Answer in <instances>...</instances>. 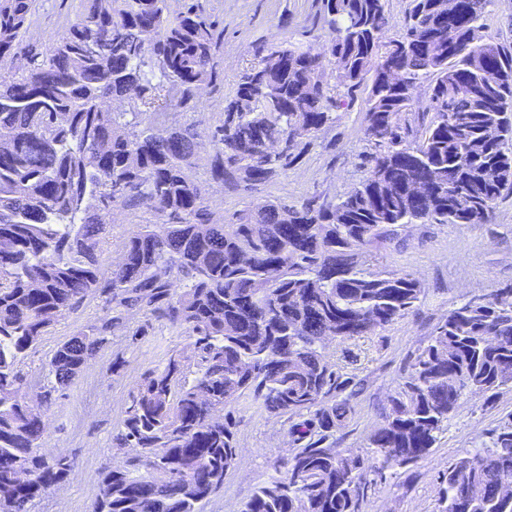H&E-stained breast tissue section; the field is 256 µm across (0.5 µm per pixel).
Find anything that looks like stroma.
<instances>
[{"label": "stroma", "instance_id": "stroma-1", "mask_svg": "<svg viewBox=\"0 0 512 512\" xmlns=\"http://www.w3.org/2000/svg\"><path fill=\"white\" fill-rule=\"evenodd\" d=\"M203 3L224 26V47L214 84L201 91V107L186 115L197 132L192 174L200 180H206L213 152L212 119L233 95L240 75L259 51L286 40L319 49L330 36L318 0ZM81 5L82 0H40L22 46L13 63L0 68V78L13 76L23 67L28 46H44L61 36ZM364 100V91H357L349 106L339 109L336 124L324 128L294 165L257 192L232 195L209 183L207 202L215 222H224L234 211L267 197L291 203L318 195L334 197L359 183L367 173L361 159L368 149L361 138ZM151 216L147 203L134 211L117 207L106 216L108 243L99 256L101 276L111 274L122 260L124 239ZM369 262L375 268L409 270L422 282L425 298L418 309L367 338L335 341L325 349L330 361L363 381L354 414L336 430L339 446L361 457L366 456L369 438L382 423L405 360L425 343L432 327L469 296L512 285V195L498 202L488 224L408 225L394 241L374 244ZM95 313L96 303L91 300L78 312L58 316L51 332L29 351L27 365L45 367L56 345ZM126 334L125 328H116L112 345L90 357L46 411L45 453L70 455L75 468L65 483L36 505L35 512H91L102 471L125 459L112 448V429L124 410L128 391L145 369L186 342L185 337L162 331L150 342L133 345L127 343ZM117 348L123 350L127 365L115 375L109 364ZM233 417L240 446L237 464L225 475L223 489L206 512H239L254 488L271 475L272 460L292 451L287 423L251 401H241ZM508 422H512V388L504 389L490 403L481 396L467 397L449 417L429 455L409 471L388 476L385 483L368 490L362 512H439V472L456 457L490 446L494 429Z\"/></svg>", "mask_w": 512, "mask_h": 512}]
</instances>
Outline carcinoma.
I'll list each match as a JSON object with an SVG mask.
<instances>
[{"instance_id":"obj_1","label":"carcinoma","mask_w":512,"mask_h":512,"mask_svg":"<svg viewBox=\"0 0 512 512\" xmlns=\"http://www.w3.org/2000/svg\"><path fill=\"white\" fill-rule=\"evenodd\" d=\"M39 0H0V66L11 60ZM332 36L313 54L285 41L240 77L212 127L209 180L234 194L298 161L334 110L364 87L368 176L330 200L266 198L212 222L206 185L191 174L197 143L184 120L217 73L224 31L202 0H83L67 32L30 53L0 83V512H33L43 482L64 483L75 462L40 453L38 419L88 358L128 329L131 344L165 327L189 343L146 369L128 392L112 447L138 448L100 478L93 512H204L235 467L230 413L245 394L288 423L295 451L240 512H361L385 471L431 451L460 399L490 401L512 387V287L448 312L409 357L366 457L338 448L352 414L354 377L330 362L322 337L345 341L403 318L425 288L405 269H372L366 255L408 224H489L512 193V50L482 34L492 0L467 13L458 0H410L399 81L378 72L394 43L387 0H319ZM457 51L448 55V40ZM286 55L291 65H273ZM430 81L428 100L416 98ZM135 97L127 112L102 108ZM281 142L284 155L265 151ZM416 154L418 166L393 158ZM430 172L444 191L419 210L407 187ZM151 202L153 218L123 243L109 277L98 253L119 205ZM100 315L57 345L46 381L25 369L28 351L62 311L87 299ZM141 317L135 321V317ZM33 478L18 487L8 464ZM512 476V425L492 446L448 464L440 512H512L487 491Z\"/></svg>"}]
</instances>
